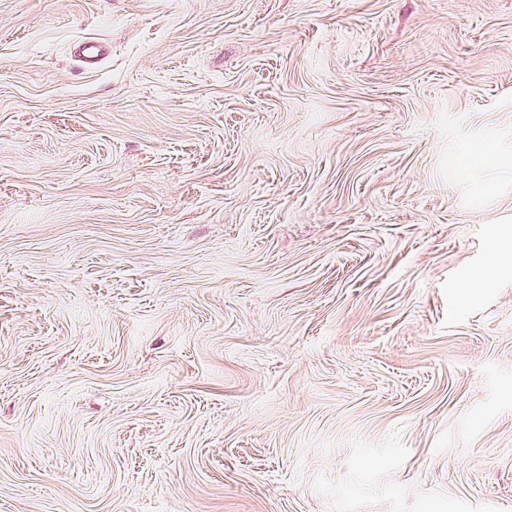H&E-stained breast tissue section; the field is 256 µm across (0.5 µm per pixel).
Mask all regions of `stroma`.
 <instances>
[{
    "label": "stroma",
    "mask_w": 512,
    "mask_h": 512,
    "mask_svg": "<svg viewBox=\"0 0 512 512\" xmlns=\"http://www.w3.org/2000/svg\"><path fill=\"white\" fill-rule=\"evenodd\" d=\"M0 512H512V0H0Z\"/></svg>",
    "instance_id": "stroma-1"
}]
</instances>
